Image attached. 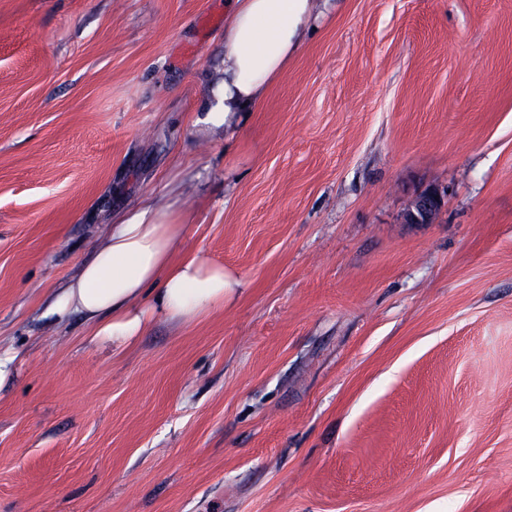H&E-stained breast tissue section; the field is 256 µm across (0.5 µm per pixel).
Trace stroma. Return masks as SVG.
Returning a JSON list of instances; mask_svg holds the SVG:
<instances>
[{
	"label": "stroma",
	"instance_id": "stroma-1",
	"mask_svg": "<svg viewBox=\"0 0 512 512\" xmlns=\"http://www.w3.org/2000/svg\"><path fill=\"white\" fill-rule=\"evenodd\" d=\"M224 2L0 0V512H512V0H333L206 137ZM147 199L237 287L116 353L50 298ZM444 204V196L439 189L430 188L418 194L412 201L411 208L406 215L407 220L413 224L431 223Z\"/></svg>",
	"mask_w": 512,
	"mask_h": 512
}]
</instances>
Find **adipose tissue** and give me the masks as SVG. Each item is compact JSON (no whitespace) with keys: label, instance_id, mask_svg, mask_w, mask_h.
Listing matches in <instances>:
<instances>
[{"label":"adipose tissue","instance_id":"adipose-tissue-1","mask_svg":"<svg viewBox=\"0 0 512 512\" xmlns=\"http://www.w3.org/2000/svg\"><path fill=\"white\" fill-rule=\"evenodd\" d=\"M316 0H227L224 69L212 93L217 108L198 113V131H229L288 66ZM181 214L143 203L112 225L53 308L81 314L94 338L129 347L154 322L180 324L222 310L231 281L223 265L183 250Z\"/></svg>","mask_w":512,"mask_h":512}]
</instances>
